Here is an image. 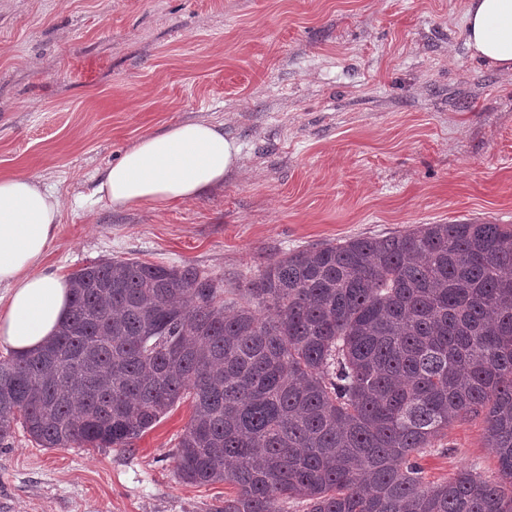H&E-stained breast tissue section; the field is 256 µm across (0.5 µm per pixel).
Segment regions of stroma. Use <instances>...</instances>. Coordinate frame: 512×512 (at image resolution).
Masks as SVG:
<instances>
[{
	"label": "stroma",
	"instance_id": "stroma-1",
	"mask_svg": "<svg viewBox=\"0 0 512 512\" xmlns=\"http://www.w3.org/2000/svg\"><path fill=\"white\" fill-rule=\"evenodd\" d=\"M469 0H0V175L64 205L44 269L138 258L244 287L269 259L416 224H512V74L471 58ZM223 125L239 170L188 202L94 195L141 137ZM178 403L116 448L48 449L13 426L0 512H222L173 454ZM427 481L495 475L482 419L420 459Z\"/></svg>",
	"mask_w": 512,
	"mask_h": 512
}]
</instances>
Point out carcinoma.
Masks as SVG:
<instances>
[{
  "label": "carcinoma",
  "mask_w": 512,
  "mask_h": 512,
  "mask_svg": "<svg viewBox=\"0 0 512 512\" xmlns=\"http://www.w3.org/2000/svg\"><path fill=\"white\" fill-rule=\"evenodd\" d=\"M37 352L0 361V447L120 448L186 395L178 476L224 512H512V225L416 224L269 260L241 290L137 258L70 276ZM483 418L497 476L418 456Z\"/></svg>",
  "instance_id": "1"
}]
</instances>
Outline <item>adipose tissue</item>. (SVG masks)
<instances>
[{
    "instance_id": "obj_1",
    "label": "adipose tissue",
    "mask_w": 512,
    "mask_h": 512,
    "mask_svg": "<svg viewBox=\"0 0 512 512\" xmlns=\"http://www.w3.org/2000/svg\"><path fill=\"white\" fill-rule=\"evenodd\" d=\"M463 35L472 58L512 73V0H469ZM240 167L221 125L182 122L144 136L103 173L95 192L115 208L161 210L197 199ZM60 197L33 176L0 177V343L19 354L57 333L70 283L39 265L59 233Z\"/></svg>"
}]
</instances>
